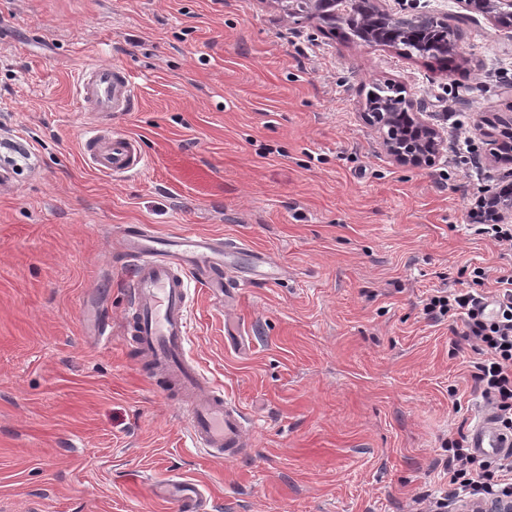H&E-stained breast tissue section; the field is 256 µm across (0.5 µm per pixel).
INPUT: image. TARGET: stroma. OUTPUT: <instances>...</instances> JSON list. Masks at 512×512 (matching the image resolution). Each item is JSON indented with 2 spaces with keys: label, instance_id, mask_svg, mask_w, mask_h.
<instances>
[{
  "label": "stroma",
  "instance_id": "obj_1",
  "mask_svg": "<svg viewBox=\"0 0 512 512\" xmlns=\"http://www.w3.org/2000/svg\"><path fill=\"white\" fill-rule=\"evenodd\" d=\"M0 22V138L33 160L0 176V512H168L153 487L178 474L210 512H413L438 491L446 442L491 407L461 320L423 305L494 295L512 267L471 217L485 186L512 185L486 136L512 113V29L465 23L441 72L272 0H0ZM90 59L136 78L114 127L147 157L137 175L80 154ZM384 81L446 132L432 166L396 163L364 121ZM123 224L248 247V287L191 304L194 357L252 421L233 461L188 447L186 414L123 347Z\"/></svg>",
  "mask_w": 512,
  "mask_h": 512
}]
</instances>
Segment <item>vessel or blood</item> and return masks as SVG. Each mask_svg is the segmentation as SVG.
<instances>
[{
  "mask_svg": "<svg viewBox=\"0 0 512 512\" xmlns=\"http://www.w3.org/2000/svg\"><path fill=\"white\" fill-rule=\"evenodd\" d=\"M75 91L80 109L97 117L82 133L88 164L108 176L139 173L146 157L138 141L102 127L103 121L137 108L132 73L109 62H89L76 74ZM119 240L130 263L124 346L134 347L152 369L166 372L168 382L160 393L164 399L180 403L186 413L191 447L213 458H238L247 446L245 415L225 398L222 386L207 375L189 348L190 288L195 283L223 287L228 270L224 259L236 253V246L204 234H161L148 224L122 225ZM472 443L476 452L487 456L512 450V441L503 437L487 415L475 423ZM159 493L172 504L173 512H204L207 498L197 485L168 479L160 485Z\"/></svg>",
  "mask_w": 512,
  "mask_h": 512,
  "instance_id": "obj_1",
  "label": "vessel or blood"
}]
</instances>
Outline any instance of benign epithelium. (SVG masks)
I'll list each match as a JSON object with an SVG mask.
<instances>
[{
  "mask_svg": "<svg viewBox=\"0 0 512 512\" xmlns=\"http://www.w3.org/2000/svg\"><path fill=\"white\" fill-rule=\"evenodd\" d=\"M300 4L301 14L313 18L325 15V0H289L288 5ZM465 10L462 15L446 13H407L397 14L387 4V0H336L338 12L343 15H359L362 17L360 32L363 43L379 47H395L392 42L383 39V32L389 31L397 35L400 30L395 28L398 23L412 26L430 24L445 35L443 50L455 51L457 42L463 36L459 23L469 19V14H480L493 25L512 27V0H457ZM403 108L407 109L412 128L420 139L409 142L394 132L395 114L392 112H369L368 120L379 133L386 153L401 165L430 164L443 152L448 150V140L444 132L427 118V113L420 103L411 97H403ZM484 205L490 224L512 223V197L504 195L492 188L479 197Z\"/></svg>",
  "mask_w": 512,
  "mask_h": 512,
  "instance_id": "7a95c632",
  "label": "benign epithelium"
}]
</instances>
